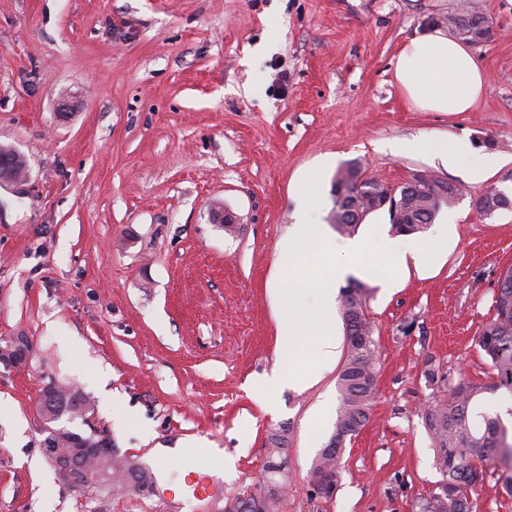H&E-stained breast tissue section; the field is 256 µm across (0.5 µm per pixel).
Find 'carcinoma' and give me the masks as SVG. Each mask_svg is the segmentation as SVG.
Masks as SVG:
<instances>
[{
    "instance_id": "cac0c4a2",
    "label": "carcinoma",
    "mask_w": 512,
    "mask_h": 512,
    "mask_svg": "<svg viewBox=\"0 0 512 512\" xmlns=\"http://www.w3.org/2000/svg\"><path fill=\"white\" fill-rule=\"evenodd\" d=\"M477 12L466 9L448 17V26L456 34H466ZM360 170L350 163L336 172L332 186L334 207L331 223L342 235H352L358 225L347 221L341 212L340 197H351L354 183ZM441 189L438 182L422 184L410 190L399 223L391 225L399 235L423 232L444 204L456 198L450 191L438 198ZM512 204L507 194L486 192L476 199L480 213L493 209H505ZM365 287L362 284L347 293L343 300L342 315L366 308ZM493 320L479 331L475 345L489 361L490 373L485 378L461 375L448 379V394L437 398L425 414L435 450V467L442 474L448 490L433 491L427 495L431 512H470L472 495L477 493L479 483L474 474L486 477L491 467L501 468L498 481L502 482L507 495L512 496V440L508 428L498 414L481 408L484 395L506 390L512 394V268L507 270L500 288L494 296ZM373 327L369 319L361 320L356 333L346 337L344 362L338 375L340 407L335 430L327 447L336 449V455L321 454L318 465L337 474L342 470L345 443L356 436L369 421L371 400L377 382V346L373 338ZM91 399L78 391L61 392V403L56 416L81 414V404ZM106 448L100 454L112 460L109 470L110 485H121L124 477L120 465L115 463L110 435H105Z\"/></svg>"
}]
</instances>
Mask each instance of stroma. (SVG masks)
I'll return each mask as SVG.
<instances>
[{
    "mask_svg": "<svg viewBox=\"0 0 512 512\" xmlns=\"http://www.w3.org/2000/svg\"><path fill=\"white\" fill-rule=\"evenodd\" d=\"M501 37L472 45L486 72L471 111L422 112L394 77L411 38L448 31L462 7ZM70 101L60 112L61 101ZM464 141L497 163L462 167L404 150ZM30 178L0 186V344L29 338V364L0 365V512H223L258 493L271 434L286 431L288 486L271 512H413L441 479L421 409L439 375L488 373L475 338L512 267V209L483 218L476 197L512 196V0H0V145ZM357 163L397 186L425 174L464 186L426 233L458 238L396 288L365 281L378 347L370 421L347 441L338 487L310 472L335 429L337 371L281 386L265 412L255 385L290 363L277 351L272 293L299 186L320 175L325 224L337 171ZM237 216L235 232L213 210ZM94 403L89 422L118 456L195 439L236 473L194 497L154 485L88 495L62 485L37 412L50 381ZM328 408L318 430L310 415ZM39 467H32V460Z\"/></svg>",
    "mask_w": 512,
    "mask_h": 512,
    "instance_id": "1",
    "label": "stroma"
}]
</instances>
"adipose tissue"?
<instances>
[{
    "mask_svg": "<svg viewBox=\"0 0 512 512\" xmlns=\"http://www.w3.org/2000/svg\"><path fill=\"white\" fill-rule=\"evenodd\" d=\"M395 80L407 100L424 112H468L480 99L486 74L460 41L435 30L406 42L395 64ZM416 150L434 154L447 163L462 165L470 183L484 182L493 166L492 157L469 145L444 141H420ZM158 456L179 462L199 460L204 473L223 479L231 476L234 460L223 450L207 448L198 441H184L161 448Z\"/></svg>",
    "mask_w": 512,
    "mask_h": 512,
    "instance_id": "adipose-tissue-1",
    "label": "adipose tissue"
}]
</instances>
